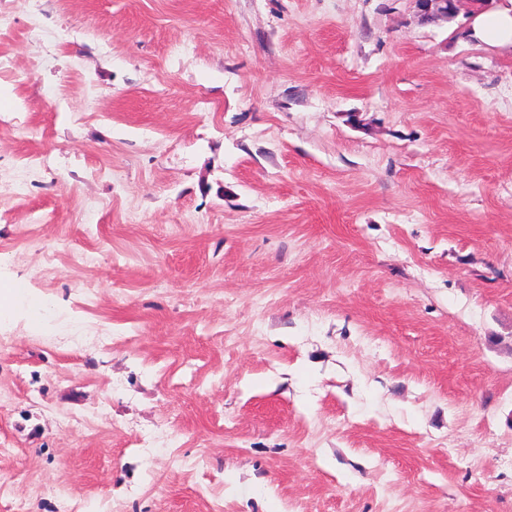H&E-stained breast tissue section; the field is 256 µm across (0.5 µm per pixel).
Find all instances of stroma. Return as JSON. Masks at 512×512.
<instances>
[{
	"instance_id": "stroma-1",
	"label": "stroma",
	"mask_w": 512,
	"mask_h": 512,
	"mask_svg": "<svg viewBox=\"0 0 512 512\" xmlns=\"http://www.w3.org/2000/svg\"><path fill=\"white\" fill-rule=\"evenodd\" d=\"M471 8L0 0V512H512ZM460 0H415L418 14L424 21L448 18L457 12Z\"/></svg>"
}]
</instances>
